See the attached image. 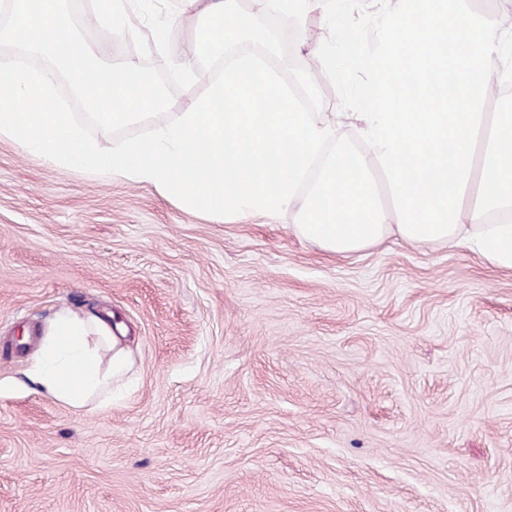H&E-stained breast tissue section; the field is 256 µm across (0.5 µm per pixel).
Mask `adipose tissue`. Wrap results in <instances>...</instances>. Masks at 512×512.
Returning a JSON list of instances; mask_svg holds the SVG:
<instances>
[{"label":"adipose tissue","mask_w":512,"mask_h":512,"mask_svg":"<svg viewBox=\"0 0 512 512\" xmlns=\"http://www.w3.org/2000/svg\"><path fill=\"white\" fill-rule=\"evenodd\" d=\"M175 15L202 20L173 61L187 79L197 61L223 54L225 41L251 26L250 13L239 11L236 0H179ZM128 365V352L113 336L111 320L64 311L45 328L28 375L64 404L81 408L93 401L105 409Z\"/></svg>","instance_id":"1"}]
</instances>
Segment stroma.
I'll return each mask as SVG.
<instances>
[{
	"instance_id": "stroma-1",
	"label": "stroma",
	"mask_w": 512,
	"mask_h": 512,
	"mask_svg": "<svg viewBox=\"0 0 512 512\" xmlns=\"http://www.w3.org/2000/svg\"><path fill=\"white\" fill-rule=\"evenodd\" d=\"M293 222L0 139V512H512V271ZM63 311L124 328L109 408L26 374Z\"/></svg>"
}]
</instances>
